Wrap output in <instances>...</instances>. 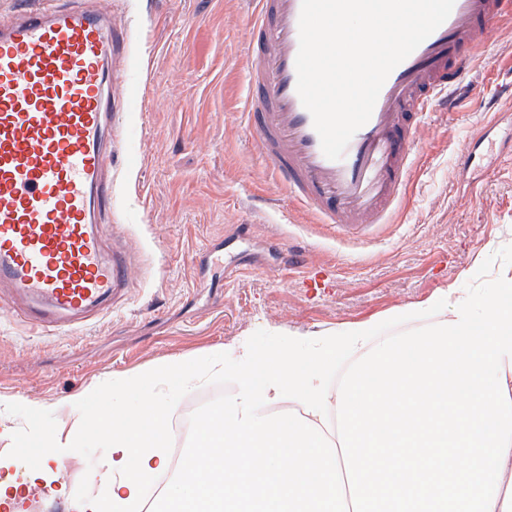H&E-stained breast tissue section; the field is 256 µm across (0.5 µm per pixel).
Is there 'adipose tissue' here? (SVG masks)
<instances>
[{
  "instance_id": "1",
  "label": "adipose tissue",
  "mask_w": 512,
  "mask_h": 512,
  "mask_svg": "<svg viewBox=\"0 0 512 512\" xmlns=\"http://www.w3.org/2000/svg\"><path fill=\"white\" fill-rule=\"evenodd\" d=\"M420 311L434 317L426 328L381 340L364 321L308 347L239 344L241 388L198 420L187 470L170 465L172 398L201 370L224 372L223 359L179 367L163 389L152 375L123 386L133 410L103 406L88 387L57 417L33 479L59 494L58 449L93 431L110 433L109 450L73 512H123L163 473L167 512H512V273L491 292L450 308L432 297ZM283 400L297 414L274 412Z\"/></svg>"
}]
</instances>
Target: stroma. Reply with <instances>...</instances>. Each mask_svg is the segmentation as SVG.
<instances>
[{"label":"stroma","instance_id":"35a3bbf8","mask_svg":"<svg viewBox=\"0 0 512 512\" xmlns=\"http://www.w3.org/2000/svg\"><path fill=\"white\" fill-rule=\"evenodd\" d=\"M250 0H112L130 37L124 111L128 134L112 155L120 206L107 236L128 252L136 281L91 324L30 332L0 288V399L7 425L47 432V411L99 383L136 381L179 360L312 343L346 324L374 321L393 336L428 325L420 304L492 290L512 269V22L470 63L468 91L434 109L410 159L390 223L352 237L297 206L270 175L243 116ZM251 226L246 270L231 275L194 254ZM303 249L285 265L275 244ZM401 320H393L394 312ZM66 459L71 512L82 474L105 439Z\"/></svg>","mask_w":512,"mask_h":512}]
</instances>
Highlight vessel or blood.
Instances as JSON below:
<instances>
[{
    "label": "vessel or blood",
    "instance_id": "vessel-or-blood-1",
    "mask_svg": "<svg viewBox=\"0 0 512 512\" xmlns=\"http://www.w3.org/2000/svg\"><path fill=\"white\" fill-rule=\"evenodd\" d=\"M248 105L259 154L290 199L320 224L362 235L400 202L433 106H450L469 61L512 18V0H455L448 19L386 79L342 159H327L296 90L301 0H253ZM125 36L102 0L18 5L0 22V285L48 333L96 314L129 288L131 264L106 251L99 218L115 204L105 175Z\"/></svg>",
    "mask_w": 512,
    "mask_h": 512
}]
</instances>
